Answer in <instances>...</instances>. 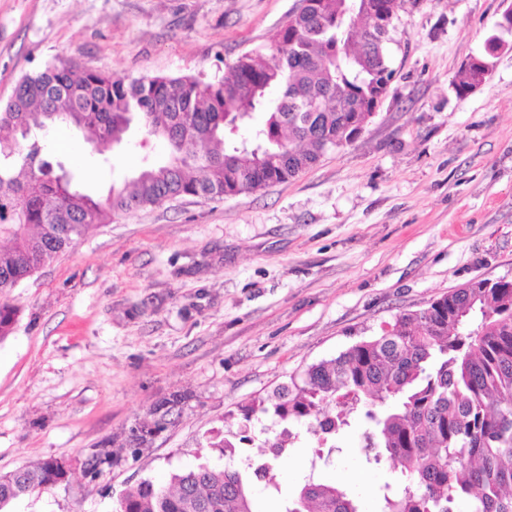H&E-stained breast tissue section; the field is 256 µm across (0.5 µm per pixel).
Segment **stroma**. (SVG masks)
<instances>
[{"mask_svg": "<svg viewBox=\"0 0 512 512\" xmlns=\"http://www.w3.org/2000/svg\"><path fill=\"white\" fill-rule=\"evenodd\" d=\"M299 0H0V104L56 59L137 77L215 81L266 51ZM512 0H406L388 45L396 75L350 145L309 170L221 201L186 196L113 216L13 292L0 342V473L69 460L65 482L13 512H115L140 482L219 465L213 449L247 429L255 454L275 425L239 408L308 366L376 335L402 313L478 279L512 280V47L483 85L452 81ZM54 154L106 194L160 139L135 131L102 162L88 133L62 129ZM170 401V412L155 405ZM152 428L141 445L134 433ZM298 437L253 479L258 512H282L306 478L377 512L389 462L367 463L362 425L312 466Z\"/></svg>", "mask_w": 512, "mask_h": 512, "instance_id": "35a3bbf8", "label": "stroma"}]
</instances>
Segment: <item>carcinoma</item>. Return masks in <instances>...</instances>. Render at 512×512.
Instances as JSON below:
<instances>
[{"mask_svg":"<svg viewBox=\"0 0 512 512\" xmlns=\"http://www.w3.org/2000/svg\"><path fill=\"white\" fill-rule=\"evenodd\" d=\"M351 0H299L271 37L270 54L245 53L214 82L193 75L139 77L59 59L24 75L0 107V342L19 308L12 291L91 228L166 201L221 199L284 183L364 130L377 76L390 68L389 33L354 41ZM478 66L463 64L453 87L469 96ZM61 122L93 135L97 153L119 146L132 125L162 139L164 162H148L107 195L81 190L44 141L25 132ZM325 414L313 432L325 445L359 417L368 463L392 464L378 512H512V281H471L403 313L381 332L313 364L274 399L240 408L249 423L283 424L261 462L235 460L145 480L116 512H254L248 474L269 472L291 428ZM64 476L58 459L0 473V512ZM282 512H362L358 498L309 478Z\"/></svg>","mask_w":512,"mask_h":512,"instance_id":"obj_1","label":"carcinoma"}]
</instances>
